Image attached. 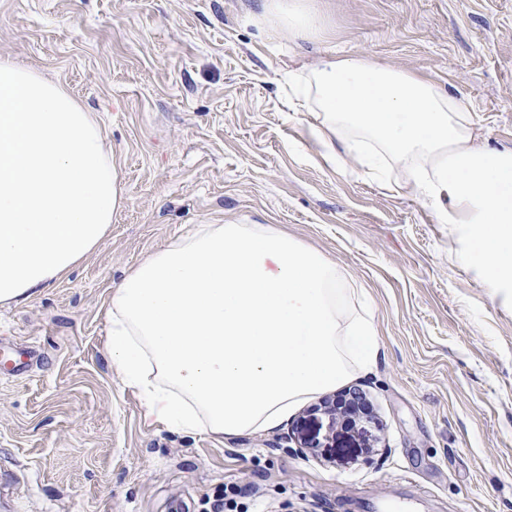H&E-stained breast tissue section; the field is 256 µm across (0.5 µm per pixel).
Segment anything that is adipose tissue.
Returning <instances> with one entry per match:
<instances>
[{
  "instance_id": "obj_1",
  "label": "adipose tissue",
  "mask_w": 512,
  "mask_h": 512,
  "mask_svg": "<svg viewBox=\"0 0 512 512\" xmlns=\"http://www.w3.org/2000/svg\"><path fill=\"white\" fill-rule=\"evenodd\" d=\"M294 38L322 24L311 0H265ZM297 109L328 157L388 170L463 236V261L512 290V147L477 145L466 97L431 79L330 51L296 73ZM122 200L102 130L61 85L0 60V306L69 274ZM333 261L269 224H201L131 268L109 299L106 350L149 426L216 440L277 428L379 346L341 309Z\"/></svg>"
}]
</instances>
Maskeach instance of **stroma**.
<instances>
[{
	"label": "stroma",
	"instance_id": "obj_1",
	"mask_svg": "<svg viewBox=\"0 0 512 512\" xmlns=\"http://www.w3.org/2000/svg\"><path fill=\"white\" fill-rule=\"evenodd\" d=\"M323 27L244 19L257 0H0V58L97 113L121 207L100 246L0 308V502L7 512H512V292L462 263L459 233L394 166L317 152L288 73L326 50L432 78L470 102L479 143L512 146V0H312ZM199 224H272L335 261L380 353L279 428L224 443L150 427L105 349L124 274ZM35 351L26 372L3 369Z\"/></svg>",
	"mask_w": 512,
	"mask_h": 512
}]
</instances>
